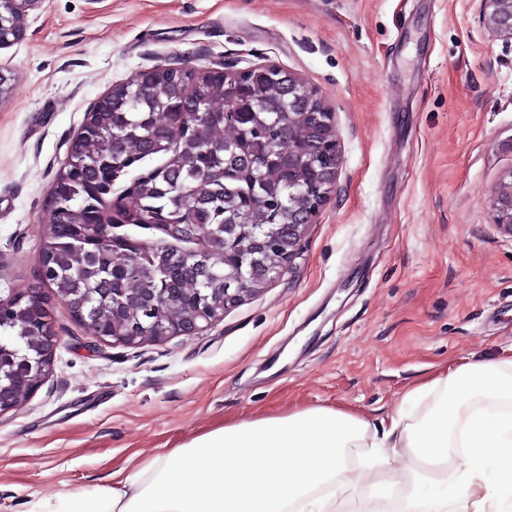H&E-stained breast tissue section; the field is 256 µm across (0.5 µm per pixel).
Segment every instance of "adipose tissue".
Instances as JSON below:
<instances>
[{
  "label": "adipose tissue",
  "instance_id": "adipose-tissue-1",
  "mask_svg": "<svg viewBox=\"0 0 512 512\" xmlns=\"http://www.w3.org/2000/svg\"><path fill=\"white\" fill-rule=\"evenodd\" d=\"M430 396L433 406L411 417ZM366 442L372 456L352 465L349 449ZM395 460L375 490L402 486L399 512H512V357L447 367L374 421L316 406L228 422L117 482L37 499L29 512H340L347 503L363 512L372 469Z\"/></svg>",
  "mask_w": 512,
  "mask_h": 512
}]
</instances>
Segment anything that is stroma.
I'll use <instances>...</instances> for the list:
<instances>
[{"label": "stroma", "mask_w": 512, "mask_h": 512, "mask_svg": "<svg viewBox=\"0 0 512 512\" xmlns=\"http://www.w3.org/2000/svg\"><path fill=\"white\" fill-rule=\"evenodd\" d=\"M479 0H45L0 48V289L39 264L86 113L181 59L274 63L334 112L341 163L292 269L195 336L103 343L62 304L54 367L0 415V512L89 491L224 422L400 407L439 366L512 356V42ZM496 224L512 236V172L500 181L493 197Z\"/></svg>", "instance_id": "stroma-1"}]
</instances>
